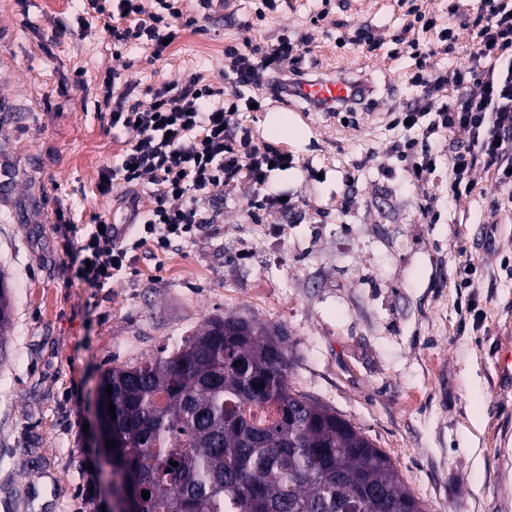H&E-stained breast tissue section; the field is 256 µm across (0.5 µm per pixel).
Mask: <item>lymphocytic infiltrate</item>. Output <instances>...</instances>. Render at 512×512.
Listing matches in <instances>:
<instances>
[{
  "label": "lymphocytic infiltrate",
  "instance_id": "obj_1",
  "mask_svg": "<svg viewBox=\"0 0 512 512\" xmlns=\"http://www.w3.org/2000/svg\"><path fill=\"white\" fill-rule=\"evenodd\" d=\"M101 16L103 28L121 44L150 49L160 57L165 40L198 25L199 16L184 14L175 0H155L146 11L141 0H87ZM408 13L423 33L432 34L433 47L420 50L411 42L417 71L414 79L425 92L402 113L414 138L395 142L394 152L411 150L414 181H427L436 169L432 142L455 129L466 132L465 140L448 150V181L455 197L470 194L477 169L491 172L496 186H512V0H477L469 8L461 0H448L449 18L459 20L469 31L473 50L466 63L451 71L432 70L429 60L436 46L452 47V27L439 23L421 5L410 4ZM305 38L282 34L259 45L224 49V59L234 75L231 92L189 75L178 86L150 89L149 105L131 98L124 89L112 102V128L130 133L131 140L118 160L102 171V192L121 185L127 188L151 179L155 204L136 215L124 236L112 231L109 219L95 216L92 223L62 227L66 250L75 253L78 276L89 287L111 283L128 260L131 250L152 242L157 251L196 237L205 222L198 211L200 200L213 196L224 184L244 179L259 187L262 207L289 208L286 193L271 189L274 166L292 164L288 152L254 142L238 123L256 98L251 88L272 74L278 75L277 93H289L301 69L284 71V61H298Z\"/></svg>",
  "mask_w": 512,
  "mask_h": 512
}]
</instances>
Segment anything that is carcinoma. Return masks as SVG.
<instances>
[{
	"mask_svg": "<svg viewBox=\"0 0 512 512\" xmlns=\"http://www.w3.org/2000/svg\"><path fill=\"white\" fill-rule=\"evenodd\" d=\"M12 308L0 268V345ZM285 343L277 328L218 316L168 355L106 371L112 464L139 512H425L386 452L289 388Z\"/></svg>",
	"mask_w": 512,
	"mask_h": 512,
	"instance_id": "cac0c4a2",
	"label": "carcinoma"
}]
</instances>
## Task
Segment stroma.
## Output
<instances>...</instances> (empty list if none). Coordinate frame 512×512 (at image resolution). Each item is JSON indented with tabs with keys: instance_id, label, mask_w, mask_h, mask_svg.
<instances>
[{
	"instance_id": "obj_1",
	"label": "stroma",
	"mask_w": 512,
	"mask_h": 512,
	"mask_svg": "<svg viewBox=\"0 0 512 512\" xmlns=\"http://www.w3.org/2000/svg\"><path fill=\"white\" fill-rule=\"evenodd\" d=\"M258 0H229L221 19L182 29L158 59L117 44L84 0H0V267L10 275L13 329L0 354V512H116L100 446L108 368L176 348L207 319L238 315L287 336L292 390L350 420L393 460L429 512H512V204L495 209L491 173L458 199L449 143L412 181L392 152L393 123L421 95L410 55L391 57L409 18L398 0H287L265 18ZM370 24L375 52L348 43ZM310 38L309 76L369 82L366 113L307 112L295 98L243 112L259 145L294 158L273 172L288 212L249 207L243 180L199 201L209 223L188 243L136 251L103 288L77 277L58 224L111 216L121 189L101 171L126 149L104 105L106 71L147 88L193 73L232 88L223 50L281 33ZM210 45L214 54L201 55ZM286 113L303 143L275 141Z\"/></svg>"
}]
</instances>
